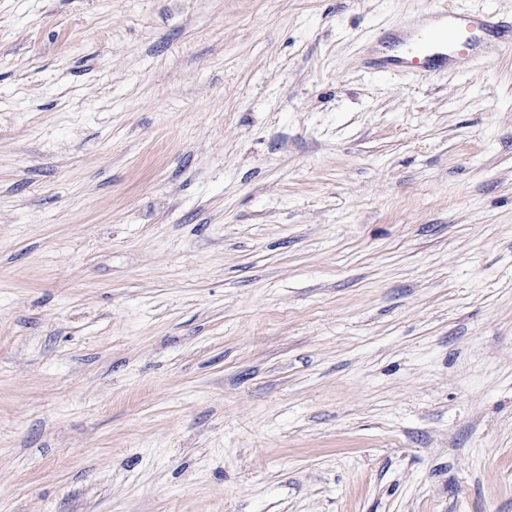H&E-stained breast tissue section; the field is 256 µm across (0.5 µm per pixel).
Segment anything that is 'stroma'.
<instances>
[{"label":"stroma","instance_id":"stroma-1","mask_svg":"<svg viewBox=\"0 0 512 512\" xmlns=\"http://www.w3.org/2000/svg\"><path fill=\"white\" fill-rule=\"evenodd\" d=\"M436 0H0V512H512V57ZM418 44L416 49L411 46ZM394 47H400L394 50ZM512 54V18L491 11H461L441 0L421 23L399 28L365 58L383 74L466 72Z\"/></svg>","mask_w":512,"mask_h":512}]
</instances>
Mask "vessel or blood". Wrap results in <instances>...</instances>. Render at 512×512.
<instances>
[{"label": "vessel or blood", "mask_w": 512, "mask_h": 512, "mask_svg": "<svg viewBox=\"0 0 512 512\" xmlns=\"http://www.w3.org/2000/svg\"><path fill=\"white\" fill-rule=\"evenodd\" d=\"M512 54V18L491 11H461L441 0L420 23L399 28L370 52L368 68L383 74L466 72Z\"/></svg>", "instance_id": "vessel-or-blood-1"}]
</instances>
